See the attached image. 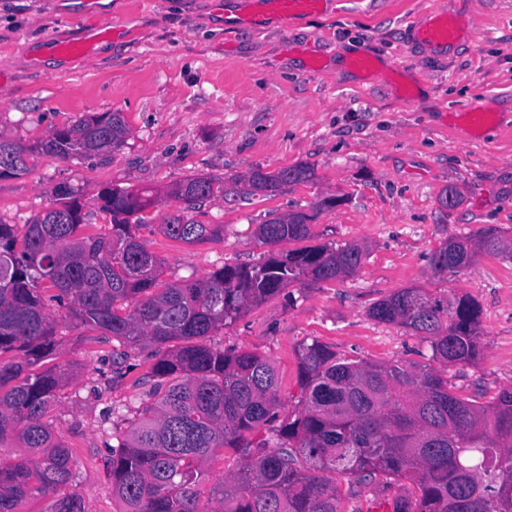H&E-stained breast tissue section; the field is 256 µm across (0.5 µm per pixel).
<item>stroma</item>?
<instances>
[{"label":"stroma","instance_id":"stroma-1","mask_svg":"<svg viewBox=\"0 0 512 512\" xmlns=\"http://www.w3.org/2000/svg\"><path fill=\"white\" fill-rule=\"evenodd\" d=\"M447 2L472 18L470 41L449 60L410 48V22ZM98 23L112 35L89 57L56 53ZM363 53L376 75L353 67ZM474 109L488 114L476 139L453 122ZM103 112L124 114L125 144L103 159L31 156L26 173L0 178V222L26 223L67 184L83 195L93 234L110 222L96 207L101 189L152 188L139 236L173 282L259 261L268 251L259 224L304 212L313 244L366 246L361 269L289 286L213 338L268 358L285 405L297 402L306 339L354 361L431 363L430 341L368 316L411 286L467 294L483 309L481 360L448 369L459 397L485 404L512 386V259L482 254L448 277L430 264L451 236L491 225L512 237V0H325L288 21L269 0H0V134L27 146ZM295 165L312 178L272 196L246 193L251 171ZM202 175L224 190L193 217L223 231L199 245L174 241L159 229L183 208L169 189ZM449 187L461 202L444 209ZM62 332L55 361L75 373L53 416L75 461L71 490L84 512H119L105 460L120 408L147 400L150 352L132 351L126 377L108 388L117 341L74 322Z\"/></svg>","mask_w":512,"mask_h":512}]
</instances>
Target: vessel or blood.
I'll use <instances>...</instances> for the list:
<instances>
[{
  "label": "vessel or blood",
  "instance_id": "vessel-or-blood-1",
  "mask_svg": "<svg viewBox=\"0 0 512 512\" xmlns=\"http://www.w3.org/2000/svg\"><path fill=\"white\" fill-rule=\"evenodd\" d=\"M322 4L323 0H271L274 13L284 19L317 12ZM469 38L468 22L447 7L428 11L407 31V40L412 47L441 58L452 57Z\"/></svg>",
  "mask_w": 512,
  "mask_h": 512
}]
</instances>
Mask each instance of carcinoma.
Returning a JSON list of instances; mask_svg holds the SVG:
<instances>
[{"instance_id":"1","label":"carcinoma","mask_w":512,"mask_h":512,"mask_svg":"<svg viewBox=\"0 0 512 512\" xmlns=\"http://www.w3.org/2000/svg\"><path fill=\"white\" fill-rule=\"evenodd\" d=\"M127 135L121 112L86 116L29 147L0 135V177L24 172L29 153L91 159L121 147ZM311 176L304 165L258 169L248 193L272 195ZM221 190L207 176L173 184L170 195L184 211L161 225L164 234L189 245L218 236L221 227L185 212ZM55 201L22 226L0 222V444L16 437L34 453L0 463V512H14L26 497L54 498L51 512H83L78 494L59 495L74 481L73 460L50 413L72 368L44 367L58 342V322L44 302L49 289L71 319L123 347L112 353L108 384L125 376L127 350H151L153 402L128 409V426L115 429L110 449L112 496L123 512H341L337 478L359 499L384 476L414 484L411 494L396 497L393 512H512V388L477 405L430 366L352 361L304 340L297 350L300 395L283 414L272 363L212 343L292 283L354 274L365 247L272 252L161 288L163 261L136 234L141 213L154 204L151 190L102 189L96 201L111 227L97 236L81 235L86 213L73 188L57 186ZM311 221L290 213L259 225L257 235L270 247L303 242L312 236ZM480 254L512 258V239L494 228L452 236L430 263L439 276L456 275ZM482 314L467 294L441 298L417 287L400 288L368 311L430 340L433 359L446 366L481 360ZM226 448L238 465L212 482L208 465Z\"/></svg>"}]
</instances>
